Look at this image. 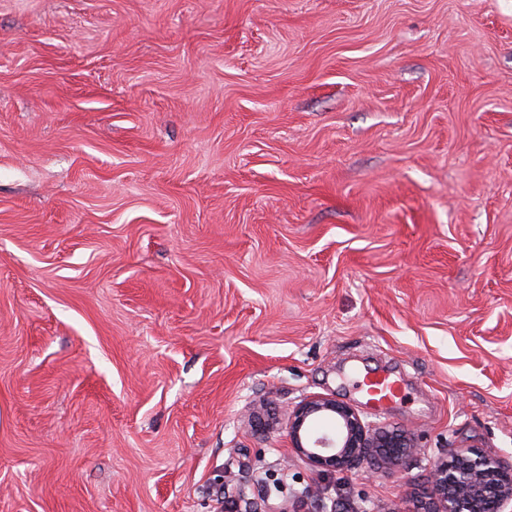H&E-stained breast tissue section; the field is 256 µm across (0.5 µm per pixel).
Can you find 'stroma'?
Returning <instances> with one entry per match:
<instances>
[{
  "label": "stroma",
  "mask_w": 512,
  "mask_h": 512,
  "mask_svg": "<svg viewBox=\"0 0 512 512\" xmlns=\"http://www.w3.org/2000/svg\"><path fill=\"white\" fill-rule=\"evenodd\" d=\"M317 395L419 454L320 475ZM470 444L512 463V0H0V512H404Z\"/></svg>",
  "instance_id": "1"
}]
</instances>
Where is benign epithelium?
Returning a JSON list of instances; mask_svg holds the SVG:
<instances>
[{"label": "benign epithelium", "mask_w": 512, "mask_h": 512, "mask_svg": "<svg viewBox=\"0 0 512 512\" xmlns=\"http://www.w3.org/2000/svg\"><path fill=\"white\" fill-rule=\"evenodd\" d=\"M288 439L296 453L323 473L346 472L371 448L392 465L401 466L417 454L412 436L377 431L354 407L333 398H308L288 412ZM236 512H256L240 485L224 491ZM512 503V465L498 451L483 446L448 449V458L431 470L423 499L406 512H504Z\"/></svg>", "instance_id": "7a95c632"}]
</instances>
